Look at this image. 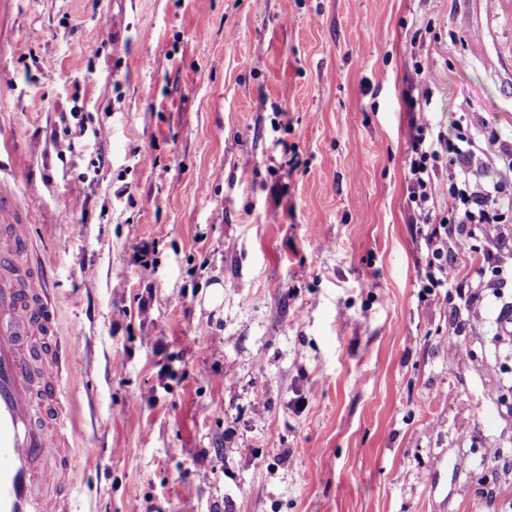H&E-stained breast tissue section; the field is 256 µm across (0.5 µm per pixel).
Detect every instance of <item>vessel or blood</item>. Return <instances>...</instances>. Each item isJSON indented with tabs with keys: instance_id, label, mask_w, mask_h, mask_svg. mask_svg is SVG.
<instances>
[{
	"instance_id": "vessel-or-blood-1",
	"label": "vessel or blood",
	"mask_w": 512,
	"mask_h": 512,
	"mask_svg": "<svg viewBox=\"0 0 512 512\" xmlns=\"http://www.w3.org/2000/svg\"><path fill=\"white\" fill-rule=\"evenodd\" d=\"M56 320L30 227L11 225L0 249V512H74L83 474L61 395L78 353Z\"/></svg>"
}]
</instances>
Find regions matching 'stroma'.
<instances>
[{
	"mask_svg": "<svg viewBox=\"0 0 512 512\" xmlns=\"http://www.w3.org/2000/svg\"><path fill=\"white\" fill-rule=\"evenodd\" d=\"M416 110L504 174L512 0H0L76 512H512V220L422 292Z\"/></svg>",
	"mask_w": 512,
	"mask_h": 512,
	"instance_id": "1",
	"label": "stroma"
}]
</instances>
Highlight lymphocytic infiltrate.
I'll list each match as a JSON object with an SVG mask.
<instances>
[{
    "instance_id": "f902f5d3",
    "label": "lymphocytic infiltrate",
    "mask_w": 512,
    "mask_h": 512,
    "mask_svg": "<svg viewBox=\"0 0 512 512\" xmlns=\"http://www.w3.org/2000/svg\"><path fill=\"white\" fill-rule=\"evenodd\" d=\"M407 141L409 201L427 252L420 286L435 296L448 285L449 249L469 250L476 234L490 236L502 223L505 190L500 177L483 169L479 149L465 131L448 139L421 114L411 118ZM441 188L448 201L439 213L434 195Z\"/></svg>"
}]
</instances>
